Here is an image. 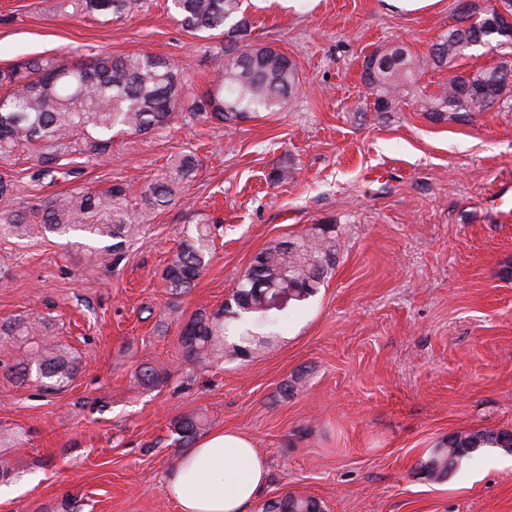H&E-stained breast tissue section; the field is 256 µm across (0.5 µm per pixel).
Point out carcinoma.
Listing matches in <instances>:
<instances>
[{"label":"carcinoma","mask_w":512,"mask_h":512,"mask_svg":"<svg viewBox=\"0 0 512 512\" xmlns=\"http://www.w3.org/2000/svg\"><path fill=\"white\" fill-rule=\"evenodd\" d=\"M76 15L106 19L131 16L150 0H62ZM168 9L183 31L219 38L223 46L208 58L213 79L201 95L186 96V69L147 53L96 55L57 60L34 58L0 71V158L26 151L34 154L37 175H52L84 156H100L112 147L113 133L143 135L177 121L219 122L230 128L257 112H276L299 86L296 64L287 54L252 38L244 0H170ZM512 36L491 33L473 24L450 28L432 45L429 60L438 68L451 65L476 46L497 47ZM419 59L403 46L368 56L364 79L377 96L376 111L393 112L407 86L415 82ZM418 111L440 121L466 120L498 106L512 112V80L501 64L462 73L416 101ZM192 152L174 156L154 181L137 189L113 185L92 191L76 187L49 197L31 210L10 207L18 198L14 177L0 173V237L34 238L73 233L109 238L104 247L113 261L138 237L156 213L174 201L182 184L198 170ZM216 225L189 224L179 249L165 266L162 279L171 295L185 293L212 253ZM339 244L330 229L317 226L304 236L278 241L256 252L221 309L196 311L179 336L186 362L247 361L274 340L276 324L288 308L308 299L335 269ZM264 282L273 291L254 292ZM37 319L15 318L0 323V337L23 344L15 369L21 380L35 377L48 391L71 384L79 357L50 337H35ZM170 376L167 368L149 366L135 375L141 386L156 387ZM208 426L200 413L176 419L171 428L181 448L193 445ZM483 448H512V434L498 429L461 430L441 441L433 454L417 463L433 481H444ZM261 512H324L312 497L286 493L266 501Z\"/></svg>","instance_id":"obj_1"}]
</instances>
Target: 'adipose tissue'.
Masks as SVG:
<instances>
[{
	"instance_id": "1",
	"label": "adipose tissue",
	"mask_w": 512,
	"mask_h": 512,
	"mask_svg": "<svg viewBox=\"0 0 512 512\" xmlns=\"http://www.w3.org/2000/svg\"><path fill=\"white\" fill-rule=\"evenodd\" d=\"M267 482V461L253 439L216 430L198 439L171 475L167 493L178 512H246Z\"/></svg>"
}]
</instances>
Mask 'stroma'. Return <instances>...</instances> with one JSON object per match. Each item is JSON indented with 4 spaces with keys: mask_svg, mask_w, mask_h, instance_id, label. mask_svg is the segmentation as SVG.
Masks as SVG:
<instances>
[{
    "mask_svg": "<svg viewBox=\"0 0 512 512\" xmlns=\"http://www.w3.org/2000/svg\"><path fill=\"white\" fill-rule=\"evenodd\" d=\"M458 4L252 5L254 37L299 71L279 111L229 133L179 125L117 137L110 154L78 159L73 182L0 160L26 210L75 183L147 184L180 152L201 161L120 263L80 236L0 240V321L42 317L41 333L80 357L75 380L46 394L12 375L18 349L0 342V431L23 439L0 448L18 490L0 512H177L170 427L196 410L265 456L268 483L248 512L287 492L325 512H512V451L483 449L441 483L415 469L451 432L512 431V223L497 216L512 209V112L437 122L414 104L448 79L426 58ZM166 5L105 22L59 0H0V68L146 52L184 66L185 92L202 93L219 42L183 32ZM398 44L425 65L397 109L380 113L362 63ZM276 169L289 176L273 184ZM210 219L224 227L217 250L171 300L162 273L182 228ZM317 224L334 227L336 268L289 308L278 341L247 362L184 361L177 340L191 315L223 305L255 252ZM143 365L169 368L168 383L138 386ZM295 377L299 390L283 395Z\"/></svg>",
    "mask_w": 512,
    "mask_h": 512,
    "instance_id": "1",
    "label": "stroma"
}]
</instances>
